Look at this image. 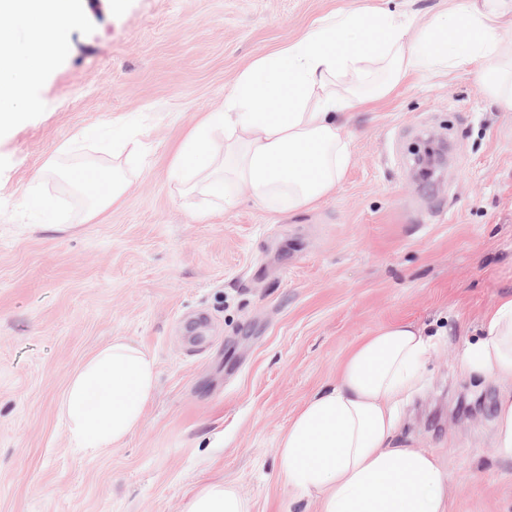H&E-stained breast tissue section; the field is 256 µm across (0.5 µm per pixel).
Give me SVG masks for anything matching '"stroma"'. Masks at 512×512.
Instances as JSON below:
<instances>
[{
  "label": "stroma",
  "instance_id": "obj_1",
  "mask_svg": "<svg viewBox=\"0 0 512 512\" xmlns=\"http://www.w3.org/2000/svg\"><path fill=\"white\" fill-rule=\"evenodd\" d=\"M449 5L82 0L31 87L41 108L0 129V512H187L212 483L251 512H319L279 474L280 438L354 345L401 320L438 343L398 441L446 466L448 512H512V460L493 438L506 386L460 363L512 293V112L467 72L411 75L353 113L335 191L285 216L247 186L219 209L169 177L236 77L322 18L387 8L417 29ZM127 136L142 159L119 202L91 217L58 193L85 157L98 165L84 177L111 179ZM115 338L155 357L157 390L142 427L98 455L71 439L60 404Z\"/></svg>",
  "mask_w": 512,
  "mask_h": 512
}]
</instances>
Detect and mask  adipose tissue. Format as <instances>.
Returning <instances> with one entry per match:
<instances>
[{
	"instance_id": "adipose-tissue-1",
	"label": "adipose tissue",
	"mask_w": 512,
	"mask_h": 512,
	"mask_svg": "<svg viewBox=\"0 0 512 512\" xmlns=\"http://www.w3.org/2000/svg\"><path fill=\"white\" fill-rule=\"evenodd\" d=\"M80 21L76 0H0V127L13 122L17 105L36 107L32 82L63 32ZM14 23L31 30L21 50L11 38ZM508 28L512 0H460L414 40L408 19L390 9L332 14L239 76L224 110L182 144L171 177L186 192L227 205L231 188L244 184L262 206L313 208L351 161L352 113L387 98L410 73L468 71L512 111ZM482 330L464 351L465 370L512 382V295L485 314ZM433 344L416 323L383 326L349 352L336 384L299 407L281 438L277 468L299 496L317 499L319 512H448L450 479L441 461L396 442L398 407L417 387ZM156 379L155 358L124 340L96 352L61 404L75 443L98 451L125 440L142 425ZM188 512H250V505L233 487L212 484L197 492Z\"/></svg>"
}]
</instances>
